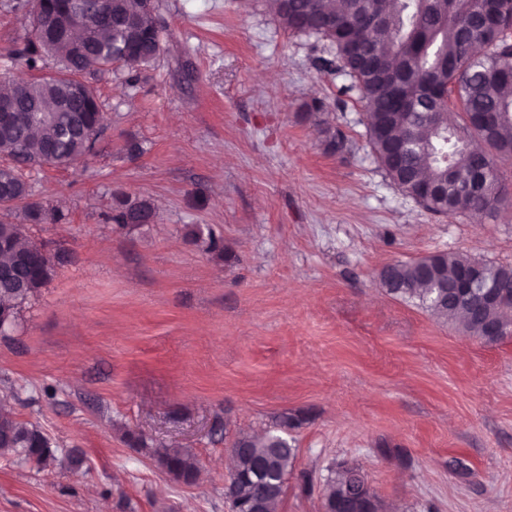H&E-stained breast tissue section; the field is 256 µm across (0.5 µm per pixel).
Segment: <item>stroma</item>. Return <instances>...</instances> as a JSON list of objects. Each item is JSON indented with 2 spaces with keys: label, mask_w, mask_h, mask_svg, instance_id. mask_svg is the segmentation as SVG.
<instances>
[{
  "label": "stroma",
  "mask_w": 512,
  "mask_h": 512,
  "mask_svg": "<svg viewBox=\"0 0 512 512\" xmlns=\"http://www.w3.org/2000/svg\"><path fill=\"white\" fill-rule=\"evenodd\" d=\"M15 2L0 0V72L32 30ZM155 17L153 66L91 80L94 154L25 174L67 219L25 229L56 263L0 334V401L56 461L0 457V512H229L227 450L266 429L296 450L279 512H323L339 464L380 512H512V336L483 343L378 279L441 251L512 267V159L496 213L433 214L374 161L321 44L267 0H155ZM315 98L343 154L303 119ZM121 193L156 223L113 224ZM159 448L191 453L198 481L169 476Z\"/></svg>",
  "instance_id": "obj_1"
}]
</instances>
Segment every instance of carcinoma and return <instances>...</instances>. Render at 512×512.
<instances>
[{
	"label": "carcinoma",
	"instance_id": "carcinoma-1",
	"mask_svg": "<svg viewBox=\"0 0 512 512\" xmlns=\"http://www.w3.org/2000/svg\"><path fill=\"white\" fill-rule=\"evenodd\" d=\"M67 0H40V15L49 26ZM270 8L293 33L323 42L336 73L349 77L340 94L357 95L365 110L368 145L375 161L402 191L422 186L435 192L421 205L434 213H467L482 217L497 211L504 198L497 179L500 159L512 156V0H269ZM81 38L60 33L24 42L10 51L27 69L39 68L47 57L59 70L17 84L0 75V101L21 100L30 121L0 128V209L20 208L22 223L0 222V308L16 318L18 308L50 278L53 264L40 257L42 247L27 239L25 225L60 223L62 210L30 199L26 167H71L91 155L88 139L65 134L73 123L96 122L99 107L92 86L82 77L123 64L131 69L151 66L160 55V35L146 0H101ZM377 22L361 31V12ZM386 59L379 67L376 58ZM71 82L90 97V108L74 100L72 112H61V84ZM324 102L304 105L303 117L317 131L325 150L342 153L347 138L321 118ZM156 210L148 201L115 198L110 219L120 227L142 223ZM477 267L488 283L499 286L506 308L493 305L476 314L472 301L450 294L440 297L431 283L449 281ZM380 284L394 298L430 312L437 319L464 321L481 337L486 320L512 335V267L470 259L462 254L435 253L382 268ZM18 441L0 446V456H13L47 466L56 460L50 440L38 429L0 410V428ZM247 445L234 470L252 481L236 486L234 501L260 497L266 512H277L294 448L279 434L242 435ZM157 459L193 474L196 460L180 448H160ZM350 471L338 468L326 481V500L344 499Z\"/></svg>",
	"mask_w": 512,
	"mask_h": 512
}]
</instances>
